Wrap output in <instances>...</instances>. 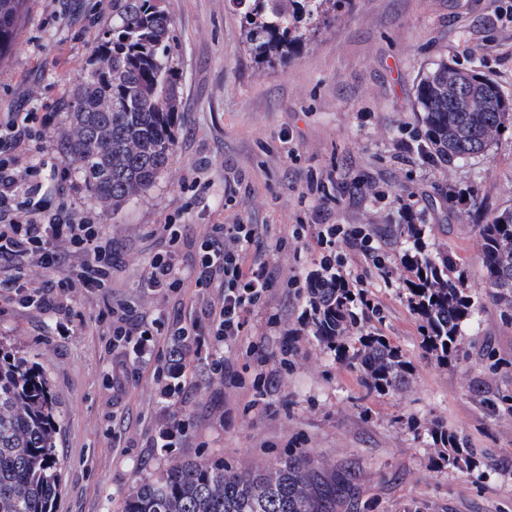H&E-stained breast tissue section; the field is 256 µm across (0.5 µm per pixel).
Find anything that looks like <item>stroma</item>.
Returning a JSON list of instances; mask_svg holds the SVG:
<instances>
[{
    "instance_id": "stroma-1",
    "label": "stroma",
    "mask_w": 512,
    "mask_h": 512,
    "mask_svg": "<svg viewBox=\"0 0 512 512\" xmlns=\"http://www.w3.org/2000/svg\"><path fill=\"white\" fill-rule=\"evenodd\" d=\"M512 0H351L328 28L274 65L243 44L233 0H162L175 23V63L184 112L170 166L147 191L111 210L90 201L121 263L112 298L138 311L185 313L200 307L192 289L163 296L147 288L156 231L172 220L199 238L214 224L265 225L277 281L227 350L245 378L263 372L262 391L210 382L192 363L199 391L190 406L178 390L162 398L149 374L113 394L112 356L100 345L99 296L75 288L66 334L54 320L0 299V340L46 375L61 410L57 449L61 492L55 512H122L135 490L185 459H222L261 468L288 451L341 467L353 465L374 512H512V415L491 418L473 390H512V326L485 295L475 225L512 210V128L481 157L448 165L419 160L417 85L439 63L479 69L512 99ZM112 26V0H28L12 52L0 62V113L44 109L56 121L43 145L59 154L70 127L65 101L91 68L90 51ZM471 190L475 217L451 208L452 189ZM411 206L429 227L432 249L453 255L481 306L464 341L469 360L440 365L419 346L403 275L379 276L366 252L323 249L331 225L360 227L375 240ZM363 282L380 311L381 332L412 363L406 387L367 394L355 373L323 346L292 337L304 309L288 287L328 258ZM489 341L504 363L489 373L479 346ZM191 424L173 448L150 447L174 412ZM441 422L485 455L481 467L437 468L427 433ZM128 444L112 449V434Z\"/></svg>"
}]
</instances>
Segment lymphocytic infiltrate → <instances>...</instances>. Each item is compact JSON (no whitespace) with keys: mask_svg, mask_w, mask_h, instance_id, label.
<instances>
[{"mask_svg":"<svg viewBox=\"0 0 512 512\" xmlns=\"http://www.w3.org/2000/svg\"><path fill=\"white\" fill-rule=\"evenodd\" d=\"M50 120L47 112L0 113V296L67 321L69 289L98 295L103 305L96 321L104 325V347L113 354V390L123 389L135 365L150 368L153 380L184 382L189 357L204 343V333L211 347L209 372L242 385L224 349L243 338L247 312L266 302L274 284L268 257L259 249L263 225H212L194 243L189 261L182 255L185 225H163L146 284L166 295L182 292L187 284L201 295L218 289L217 299L200 314L147 317L129 303L113 301L112 273L120 255L111 236L95 212L72 207L70 171L31 147ZM48 172L57 184L54 202L42 192Z\"/></svg>","mask_w":512,"mask_h":512,"instance_id":"f902f5d3","label":"lymphocytic infiltrate"}]
</instances>
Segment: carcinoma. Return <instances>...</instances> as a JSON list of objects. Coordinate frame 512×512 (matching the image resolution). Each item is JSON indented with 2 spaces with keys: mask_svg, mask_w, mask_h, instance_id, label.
Listing matches in <instances>:
<instances>
[{
  "mask_svg": "<svg viewBox=\"0 0 512 512\" xmlns=\"http://www.w3.org/2000/svg\"><path fill=\"white\" fill-rule=\"evenodd\" d=\"M26 0H0V59L11 50ZM242 42L272 64L309 39L313 21H330L338 0H236ZM174 24L159 0H112V29L93 49V64L66 102L71 129L60 141L65 159L78 164L89 197L112 209L149 189L170 165L175 129L184 111L173 66ZM112 98V111L96 102ZM422 112L416 151L449 163L484 155L512 125V99L475 69L442 63L418 85ZM487 297L500 320L512 325V211L477 224ZM404 240L400 256L405 298L419 321L420 347L440 364L460 358L464 328L480 306L447 251L427 243L426 225L406 216L387 225ZM374 268L392 273L388 253L368 244ZM342 264L325 260L304 288L302 331L357 373L370 394L398 391L410 362L373 325L378 310L368 290L353 288ZM490 413L512 412V393L485 397ZM57 401L45 374L17 350L0 343V512H53L60 490ZM438 465L468 469L475 449L440 423L428 432ZM349 469L301 452L257 470L224 460L187 459L140 486L123 512H373Z\"/></svg>",
  "mask_w": 512,
  "mask_h": 512,
  "instance_id": "1",
  "label": "carcinoma"
}]
</instances>
